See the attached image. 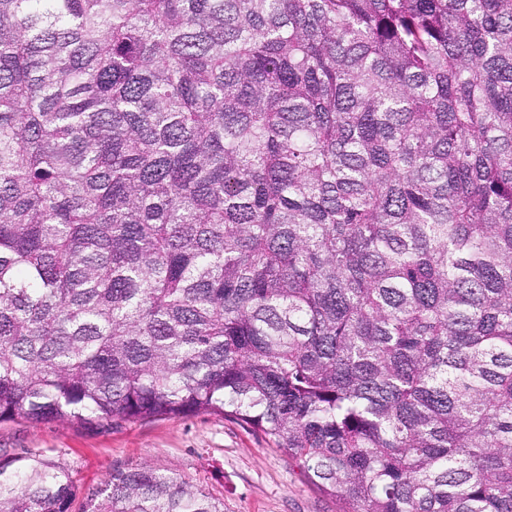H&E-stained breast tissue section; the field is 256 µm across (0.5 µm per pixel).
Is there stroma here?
I'll list each match as a JSON object with an SVG mask.
<instances>
[{"mask_svg":"<svg viewBox=\"0 0 512 512\" xmlns=\"http://www.w3.org/2000/svg\"><path fill=\"white\" fill-rule=\"evenodd\" d=\"M39 453L69 467L83 494L117 467L147 463L203 486L224 512H341L263 435L217 415L135 420L114 428L0 423V454Z\"/></svg>","mask_w":512,"mask_h":512,"instance_id":"obj_1","label":"stroma"}]
</instances>
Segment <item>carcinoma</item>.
<instances>
[{"label": "carcinoma", "mask_w": 512, "mask_h": 512, "mask_svg": "<svg viewBox=\"0 0 512 512\" xmlns=\"http://www.w3.org/2000/svg\"><path fill=\"white\" fill-rule=\"evenodd\" d=\"M206 414L344 512H512V0H0V422Z\"/></svg>", "instance_id": "obj_1"}]
</instances>
